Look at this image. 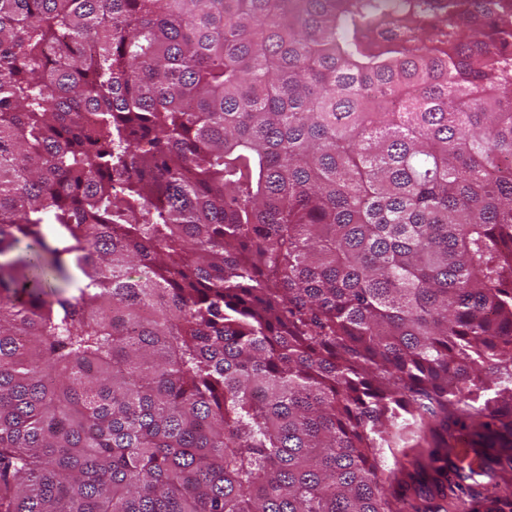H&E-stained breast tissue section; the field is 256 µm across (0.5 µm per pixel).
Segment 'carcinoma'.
Instances as JSON below:
<instances>
[{"instance_id": "carcinoma-1", "label": "carcinoma", "mask_w": 512, "mask_h": 512, "mask_svg": "<svg viewBox=\"0 0 512 512\" xmlns=\"http://www.w3.org/2000/svg\"><path fill=\"white\" fill-rule=\"evenodd\" d=\"M493 405L495 0H0V512H402Z\"/></svg>"}]
</instances>
